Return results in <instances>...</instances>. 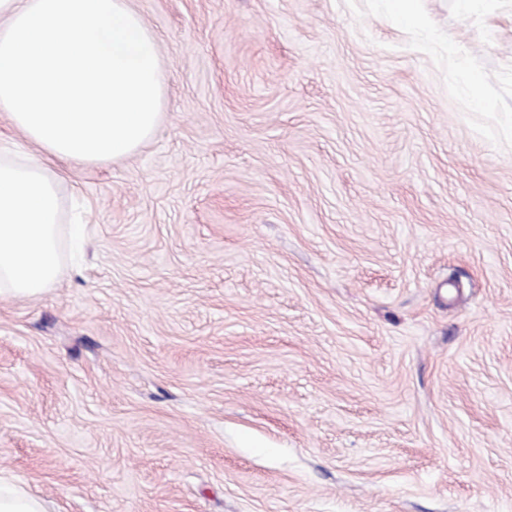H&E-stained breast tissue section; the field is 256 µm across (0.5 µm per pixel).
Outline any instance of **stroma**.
<instances>
[{"label":"stroma","mask_w":512,"mask_h":512,"mask_svg":"<svg viewBox=\"0 0 512 512\" xmlns=\"http://www.w3.org/2000/svg\"><path fill=\"white\" fill-rule=\"evenodd\" d=\"M131 5L161 126L70 166L83 259L0 299V471L45 512H512V0Z\"/></svg>","instance_id":"stroma-1"}]
</instances>
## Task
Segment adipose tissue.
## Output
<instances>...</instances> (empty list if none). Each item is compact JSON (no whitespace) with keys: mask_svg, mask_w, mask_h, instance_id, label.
Returning a JSON list of instances; mask_svg holds the SVG:
<instances>
[{"mask_svg":"<svg viewBox=\"0 0 512 512\" xmlns=\"http://www.w3.org/2000/svg\"><path fill=\"white\" fill-rule=\"evenodd\" d=\"M163 69L129 0H0V113L35 147L0 159V298H35L60 267V163L115 162L158 129ZM0 512H45L0 472Z\"/></svg>","mask_w":512,"mask_h":512,"instance_id":"adipose-tissue-1","label":"adipose tissue"}]
</instances>
